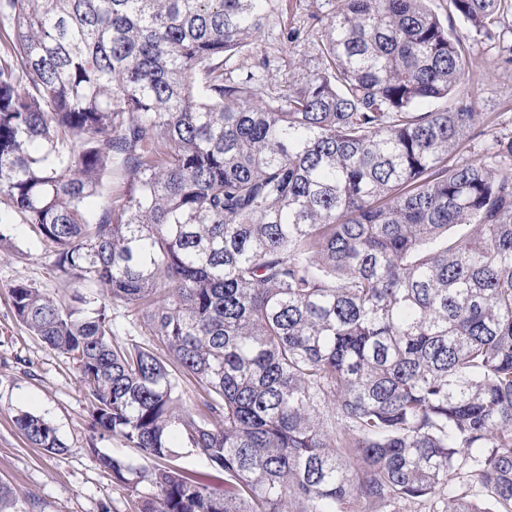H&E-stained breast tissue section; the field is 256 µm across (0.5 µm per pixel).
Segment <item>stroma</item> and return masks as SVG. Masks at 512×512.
Segmentation results:
<instances>
[{
  "mask_svg": "<svg viewBox=\"0 0 512 512\" xmlns=\"http://www.w3.org/2000/svg\"><path fill=\"white\" fill-rule=\"evenodd\" d=\"M335 6V0H280L253 51L225 59V70H252L275 79L294 69L315 70L320 64L316 45L321 22ZM431 7L464 42V93L478 111L496 118L485 134L456 154V161L465 162L491 152L496 139L512 136V62L498 47L499 42H512V0L505 4L495 42L471 35L449 14L448 0H432ZM293 28L302 35L291 42L287 33ZM8 233L9 241L0 248V483L11 488L20 512H131L135 492L96 464L90 450L95 447L138 466L142 459L137 449L94 429L90 400L72 359L31 334L11 308L9 288L16 281L65 298L72 286L55 270L52 257L28 225H10ZM24 412L40 415L54 427L63 452L49 454L28 443L16 425Z\"/></svg>",
  "mask_w": 512,
  "mask_h": 512,
  "instance_id": "stroma-1",
  "label": "stroma"
}]
</instances>
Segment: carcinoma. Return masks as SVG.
Returning <instances> with one entry per match:
<instances>
[{
	"instance_id": "obj_1",
	"label": "carcinoma",
	"mask_w": 512,
	"mask_h": 512,
	"mask_svg": "<svg viewBox=\"0 0 512 512\" xmlns=\"http://www.w3.org/2000/svg\"><path fill=\"white\" fill-rule=\"evenodd\" d=\"M427 2L336 0L321 68L259 82L224 57L275 0H0V224L74 285L13 314L138 449H91L135 512H512V137L454 160L493 118ZM502 2L448 7L490 39ZM112 317L115 318L118 339L120 341H128L134 339L138 342H149V336H140L136 329V316L133 312H129L123 308L111 310Z\"/></svg>"
}]
</instances>
